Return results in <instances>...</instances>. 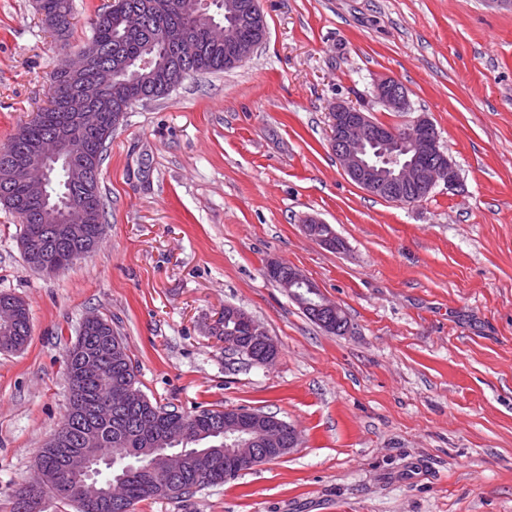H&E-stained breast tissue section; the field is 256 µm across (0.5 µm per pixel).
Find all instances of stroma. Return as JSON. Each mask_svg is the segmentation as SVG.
I'll use <instances>...</instances> for the list:
<instances>
[{
    "mask_svg": "<svg viewBox=\"0 0 512 512\" xmlns=\"http://www.w3.org/2000/svg\"><path fill=\"white\" fill-rule=\"evenodd\" d=\"M109 0H72L68 42L34 0H0V146ZM262 46L126 112L101 166L90 256L28 266L0 206V293L32 336L0 352V512L36 476L68 407L66 350L91 312L125 340L139 386L183 413L245 407L299 433L290 454L135 512H512V10L486 0H261ZM409 112L373 95L382 76ZM389 126L424 114L459 182L396 204L361 189L329 142L336 102ZM329 224L333 250L305 216ZM300 269L345 313L322 330L265 275ZM264 324L252 364L212 333L225 306ZM375 98L391 112H409V103L404 87L391 77L384 76L374 84Z\"/></svg>",
    "mask_w": 512,
    "mask_h": 512,
    "instance_id": "obj_1",
    "label": "stroma"
}]
</instances>
